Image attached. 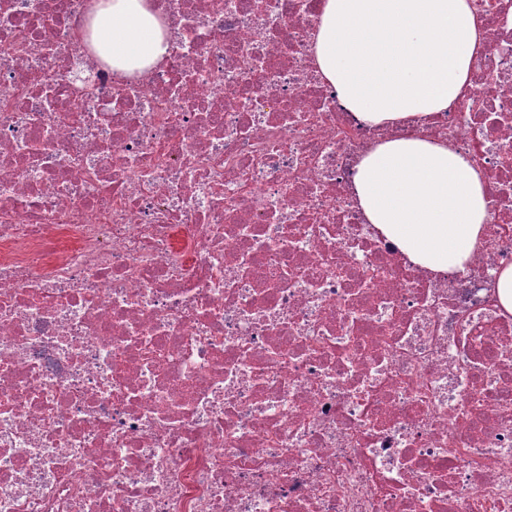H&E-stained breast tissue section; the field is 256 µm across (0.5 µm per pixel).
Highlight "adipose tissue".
Instances as JSON below:
<instances>
[{"instance_id": "ef3b65f1", "label": "adipose tissue", "mask_w": 512, "mask_h": 512, "mask_svg": "<svg viewBox=\"0 0 512 512\" xmlns=\"http://www.w3.org/2000/svg\"><path fill=\"white\" fill-rule=\"evenodd\" d=\"M173 38L151 0H98L85 35L100 60L137 76L165 62ZM484 49L470 0H324L312 35L317 75L373 126L423 119L464 98ZM353 187L367 222L421 267L464 268L483 243L485 175L447 144L383 141L359 159Z\"/></svg>"}]
</instances>
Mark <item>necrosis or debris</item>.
<instances>
[{"label": "necrosis or debris", "instance_id": "necrosis-or-debris-1", "mask_svg": "<svg viewBox=\"0 0 512 512\" xmlns=\"http://www.w3.org/2000/svg\"><path fill=\"white\" fill-rule=\"evenodd\" d=\"M155 5L135 79L89 0H0V512H512V0L464 102L383 127L314 72L320 0ZM414 135L481 157L464 269L356 205ZM151 1L98 0L89 15L84 41L113 71L141 77L165 62L174 34Z\"/></svg>", "mask_w": 512, "mask_h": 512}]
</instances>
